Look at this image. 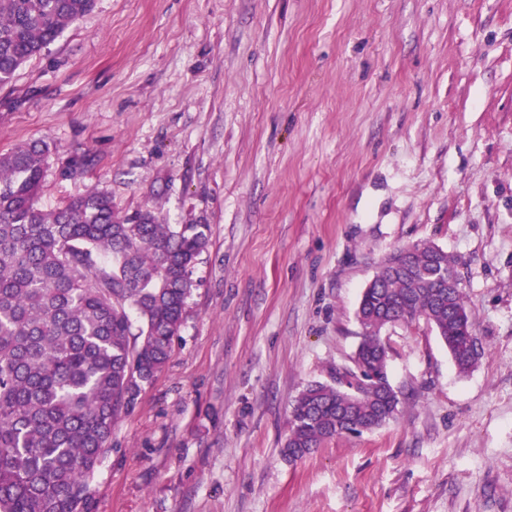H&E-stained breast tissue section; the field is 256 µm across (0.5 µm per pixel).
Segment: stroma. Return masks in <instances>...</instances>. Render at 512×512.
Listing matches in <instances>:
<instances>
[{
    "label": "stroma",
    "mask_w": 512,
    "mask_h": 512,
    "mask_svg": "<svg viewBox=\"0 0 512 512\" xmlns=\"http://www.w3.org/2000/svg\"><path fill=\"white\" fill-rule=\"evenodd\" d=\"M205 224L166 367L112 430L92 512H512V0H96L0 87V153ZM457 260L484 354L386 327V425L282 453L361 342L398 247Z\"/></svg>",
    "instance_id": "1"
}]
</instances>
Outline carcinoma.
Masks as SVG:
<instances>
[{
    "label": "carcinoma",
    "mask_w": 512,
    "mask_h": 512,
    "mask_svg": "<svg viewBox=\"0 0 512 512\" xmlns=\"http://www.w3.org/2000/svg\"><path fill=\"white\" fill-rule=\"evenodd\" d=\"M95 0H0V85L41 55ZM50 149L0 153V512H91L90 485L112 427L168 363L207 249L208 225L166 224L150 209L118 212L103 192L38 205ZM407 267L361 296L352 365L371 382L351 398L315 382L296 398L282 453L300 459L357 424L371 431L400 403L381 339L424 321L461 372L481 357L455 259L431 243L406 247Z\"/></svg>",
    "instance_id": "cac0c4a2"
}]
</instances>
